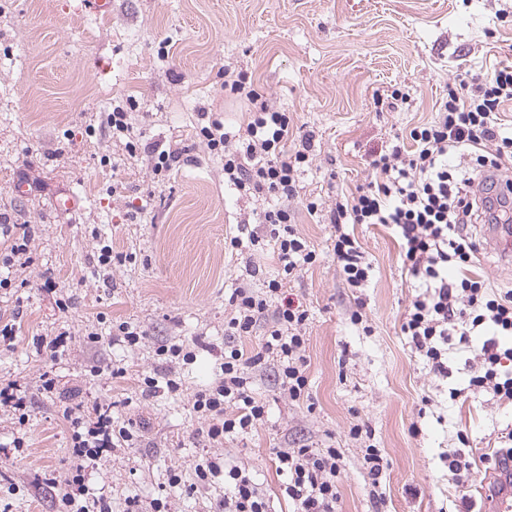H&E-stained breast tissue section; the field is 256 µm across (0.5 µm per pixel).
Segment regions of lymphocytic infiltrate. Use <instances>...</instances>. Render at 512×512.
Segmentation results:
<instances>
[{
	"mask_svg": "<svg viewBox=\"0 0 512 512\" xmlns=\"http://www.w3.org/2000/svg\"><path fill=\"white\" fill-rule=\"evenodd\" d=\"M224 88L251 106L244 136L231 139L217 119L201 126L199 135L211 153L223 157L225 184L240 197L275 201L262 215L261 231L233 236L230 246L240 255L264 242L273 243L278 271L261 288L238 287L229 297L233 312L224 323L225 335L248 336L266 315L274 320L257 351L248 354L237 346H225L218 377L193 397L192 408L207 420L206 435L216 443L265 421L266 406L254 395L249 366L276 360L278 381L289 399L308 398L303 332L308 314L302 306L281 303L279 297L288 278L317 261L289 207L298 195L299 172L312 162L311 136L290 144L293 129L288 114L269 105L245 78L227 80ZM509 102L512 64L473 77L464 90L449 89L436 118L411 129L412 148L395 141L387 150L373 152L369 165L376 180L337 200L329 221L335 232L336 262L351 288L365 287L373 268L348 225L380 224L399 239L404 269L424 289L411 302L401 331L427 359L434 375L448 374L445 346L450 336L465 343L489 329L493 336L479 350V366L469 385L512 400V369L504 367L505 361H512V346L501 343L502 337H512V290L498 293L473 272L477 245L466 231L471 224L500 222L512 210L507 200L494 201L473 189L475 180L489 175L512 182V133L503 130L500 118ZM63 416L72 427L76 465L60 477L64 491L58 512H109L105 497H92L86 476L102 467L104 452L134 447L137 431L132 424L115 422L107 409L97 411L89 421L82 406L68 405ZM274 455L278 470L287 476L284 490L296 512H336V479L341 472L337 449L278 448ZM219 478L226 489L224 512H268L249 474L201 455L194 466V487L211 486Z\"/></svg>",
	"mask_w": 512,
	"mask_h": 512,
	"instance_id": "f902f5d3",
	"label": "lymphocytic infiltrate"
}]
</instances>
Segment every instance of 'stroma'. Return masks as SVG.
Wrapping results in <instances>:
<instances>
[{"label": "stroma", "mask_w": 512, "mask_h": 512, "mask_svg": "<svg viewBox=\"0 0 512 512\" xmlns=\"http://www.w3.org/2000/svg\"><path fill=\"white\" fill-rule=\"evenodd\" d=\"M80 0H0V226L33 230L32 262L14 266L16 289L0 296V315L22 308L14 341L0 342V384L27 390L26 425L0 406V504L9 512H56L52 478L73 464L64 399L132 420L136 447L109 453L91 473L92 492L112 512L129 498L143 512L153 499L170 512H222L223 487L185 493L201 454L245 469L269 512H292L271 454L275 448L333 446L342 453L338 512H480L477 494L494 452L512 446V402L474 391L473 349L452 345L448 374L434 376L400 327L417 282L403 269L399 244L378 224L355 237L371 261L366 288L347 287L336 263L327 213L308 214L303 199L332 204L373 181L371 151L434 118L449 85L512 63V0H112L97 17ZM245 75L275 109L288 113L294 138L313 137L314 160L291 201L297 229L317 262L286 284L282 298L308 313L305 357L310 397L294 402L277 381L275 361L249 368L267 407L263 425L210 442L193 396L211 384L224 348L257 349L266 328L225 335L236 287L257 288L275 272L271 249L237 256L228 245L254 222L267 199L242 198L224 183V161L196 131L204 116L228 131L245 129L246 104L224 93L225 75ZM408 102L390 108L393 90ZM135 100L128 123L142 152L129 157L104 115ZM176 151L165 179L152 175L150 146ZM76 195L66 215L55 195ZM476 270L498 291L512 289V261L490 249L481 228ZM122 262L98 264L102 242ZM52 278L56 293L43 288ZM70 296L68 311L55 305ZM361 310L363 321L350 316ZM145 331L135 347L113 343V323ZM102 330L98 347L86 334ZM68 332V351L49 363L35 337ZM183 343L196 357L165 365L159 345ZM53 365L55 394L38 389ZM125 371L112 378L113 368ZM175 375L177 392L148 393L143 379ZM369 441L355 439L354 425ZM23 447H14V439ZM379 448L382 499H373L366 444ZM470 462L463 478L447 455ZM183 486L170 487L171 472Z\"/></svg>", "instance_id": "35a3bbf8"}]
</instances>
